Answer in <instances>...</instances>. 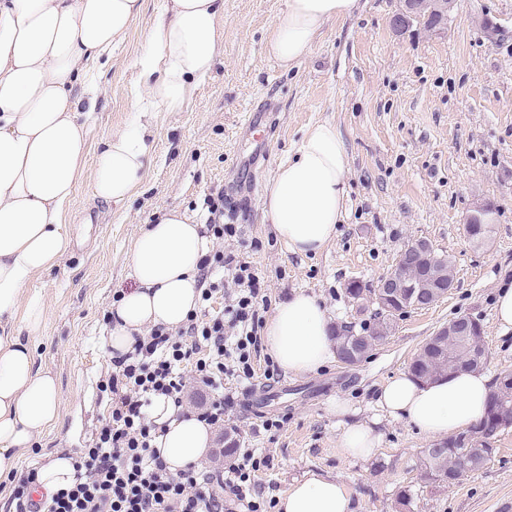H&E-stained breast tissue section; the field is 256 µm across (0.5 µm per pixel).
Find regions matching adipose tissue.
<instances>
[{
	"label": "adipose tissue",
	"mask_w": 512,
	"mask_h": 512,
	"mask_svg": "<svg viewBox=\"0 0 512 512\" xmlns=\"http://www.w3.org/2000/svg\"><path fill=\"white\" fill-rule=\"evenodd\" d=\"M358 0H288L267 53L293 67L329 20L354 13ZM144 10V0H0V478L15 473L33 439L57 426L55 376L37 365L25 334L42 323L38 296L24 290L72 251L70 212L77 183L90 177L93 203L131 200L154 155L153 120L192 100L217 59L224 0H167L134 66L136 102L125 128L109 138L93 171L86 148L98 89L80 77L108 61ZM348 151L335 126L309 127L281 164L263 211L289 251L320 252L345 217ZM205 225L176 209L160 213L137 238L132 290L113 303L109 345L126 351L153 326L177 330L199 307ZM267 352L287 373L305 375L334 356L331 321L319 299L300 291L279 302L262 330ZM491 379L458 370L422 382L403 373L377 393L388 416L445 439L480 422ZM150 415L171 474L197 464L212 441L195 417L155 398ZM277 512H354L335 478L307 473L279 496Z\"/></svg>",
	"instance_id": "adipose-tissue-1"
}]
</instances>
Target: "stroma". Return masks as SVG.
Listing matches in <instances>:
<instances>
[{
	"label": "stroma",
	"mask_w": 512,
	"mask_h": 512,
	"mask_svg": "<svg viewBox=\"0 0 512 512\" xmlns=\"http://www.w3.org/2000/svg\"><path fill=\"white\" fill-rule=\"evenodd\" d=\"M166 0L145 9L111 60L93 72L100 90L88 142L96 156L121 131L133 108L134 61ZM287 0H224L220 55L196 97L179 112L155 116V154L137 197L121 207L91 205L89 179L73 201V250L27 288L40 295L44 320L29 343L37 364L58 379L61 419L31 444L20 468L47 464L59 450L86 445L110 409L102 389L112 372L107 317L132 289L130 258L144 224L179 209L203 224L212 190L224 192V221L237 234L225 253L251 262L269 306L304 291L316 295L332 322L360 321L345 294L354 279L374 281L415 239L429 240L455 264V286L441 301L402 317L394 334L359 365L331 361L306 375L266 377L270 356L259 349L250 388L286 385L277 401L279 430L246 407L241 388L224 411L240 449L262 451L256 477L261 497H277L306 473L336 478L355 512H394L404 490L408 512H512V428L492 440L494 459L448 488L420 476L430 440L406 421L387 416L375 395L408 371L423 343L444 323L467 313L480 319L492 376L512 371V333H500L495 286L512 272V0H455L442 35L422 24L397 32V0H359L355 13L327 21L309 53L293 68L269 57L265 43ZM500 26L489 41L485 24ZM255 117L267 130L256 147L246 129ZM335 125L350 154L346 218L321 252H289L263 216L278 166L298 148L306 128ZM496 208L492 240L474 246L464 219L477 203ZM350 408L346 419L335 400ZM372 426L379 437L369 459L339 446L343 422Z\"/></svg>",
	"instance_id": "stroma-1"
}]
</instances>
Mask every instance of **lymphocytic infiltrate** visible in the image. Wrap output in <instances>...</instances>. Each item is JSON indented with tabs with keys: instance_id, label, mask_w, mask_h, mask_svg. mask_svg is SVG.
<instances>
[{
	"instance_id": "f902f5d3",
	"label": "lymphocytic infiltrate",
	"mask_w": 512,
	"mask_h": 512,
	"mask_svg": "<svg viewBox=\"0 0 512 512\" xmlns=\"http://www.w3.org/2000/svg\"><path fill=\"white\" fill-rule=\"evenodd\" d=\"M228 278L237 291L222 311L191 313L175 331L152 327L112 356L105 384L112 409L76 457L71 487L34 501L36 471L28 469L13 489L14 512H224L228 500L246 503L248 512H272L275 499L253 497L255 478L267 465L264 456L248 450L217 471L191 466L172 475L156 450L162 428L149 417L154 397L183 406L193 383L211 393L209 402L195 406L194 416L208 427H223L224 407L233 399L224 390L225 378L253 379L260 311L267 303L260 279L250 262L232 261L220 247L203 257L202 304L222 293Z\"/></svg>"
}]
</instances>
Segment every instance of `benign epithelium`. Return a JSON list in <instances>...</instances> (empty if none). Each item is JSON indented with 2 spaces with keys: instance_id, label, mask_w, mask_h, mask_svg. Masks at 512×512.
<instances>
[{
  "instance_id": "benign-epithelium-1",
  "label": "benign epithelium",
  "mask_w": 512,
  "mask_h": 512,
  "mask_svg": "<svg viewBox=\"0 0 512 512\" xmlns=\"http://www.w3.org/2000/svg\"><path fill=\"white\" fill-rule=\"evenodd\" d=\"M454 6V0H400V9L392 18L394 29L399 32L409 30L416 22L429 24V31L436 35L448 30V16ZM494 207L490 203L480 204L468 215L464 229L468 238L485 240L486 225L492 223ZM435 249L425 239H415L401 250L395 264L372 285L361 280V288H369L375 295L378 308L375 312L383 318L394 312L393 306L408 297L417 296L422 291L430 292V298L438 301L443 297V288H453L454 280L444 258H434ZM482 331L481 323L469 315H460L448 321L437 332L438 336H473ZM339 350L344 364L363 355L362 344L347 337ZM450 444L467 447L472 452L461 458L460 476L474 472L481 466L479 456L483 455L486 441L471 432L458 433L452 437Z\"/></svg>"
}]
</instances>
